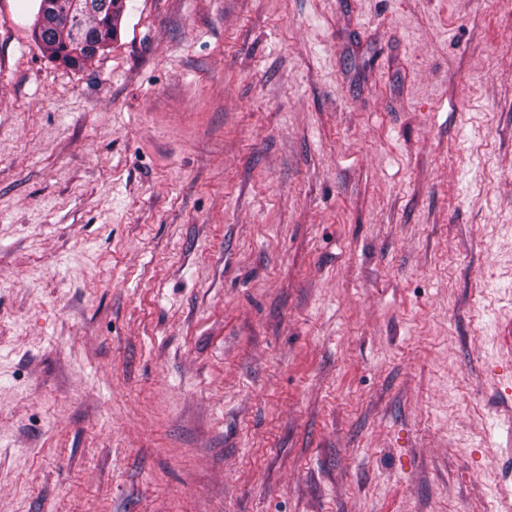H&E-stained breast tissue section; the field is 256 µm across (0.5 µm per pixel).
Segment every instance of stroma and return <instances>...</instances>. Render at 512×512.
Listing matches in <instances>:
<instances>
[{
  "mask_svg": "<svg viewBox=\"0 0 512 512\" xmlns=\"http://www.w3.org/2000/svg\"><path fill=\"white\" fill-rule=\"evenodd\" d=\"M0 0V512H512V7ZM86 0H40L33 35L36 42L49 56L67 66L80 68L95 56L103 53L111 44L117 32V21L123 14L122 0H101L106 6L94 10L90 15L79 5ZM76 7L73 8V5ZM66 12L71 17V25L67 33L58 27L66 19L53 15ZM78 19L77 29H74L73 19ZM55 23V24H54ZM73 32L75 35L73 36Z\"/></svg>",
  "mask_w": 512,
  "mask_h": 512,
  "instance_id": "obj_1",
  "label": "stroma"
}]
</instances>
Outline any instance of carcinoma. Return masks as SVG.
<instances>
[{
  "mask_svg": "<svg viewBox=\"0 0 512 512\" xmlns=\"http://www.w3.org/2000/svg\"><path fill=\"white\" fill-rule=\"evenodd\" d=\"M105 8L90 15L81 5L86 0H40L33 35L49 56L67 66L80 68L111 44L117 21L123 14V0H103ZM77 20V28L64 31L54 23L58 12Z\"/></svg>",
  "mask_w": 512,
  "mask_h": 512,
  "instance_id": "obj_1",
  "label": "carcinoma"
}]
</instances>
